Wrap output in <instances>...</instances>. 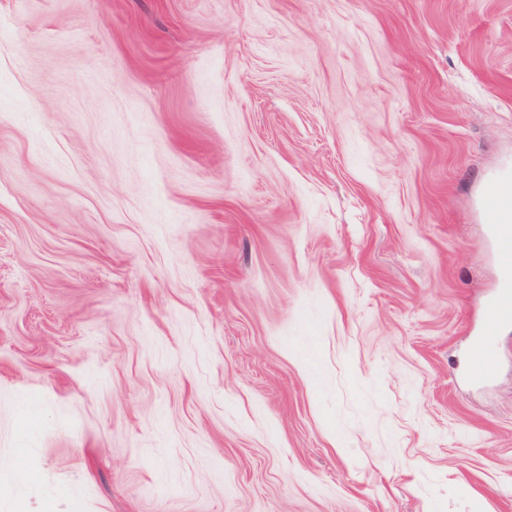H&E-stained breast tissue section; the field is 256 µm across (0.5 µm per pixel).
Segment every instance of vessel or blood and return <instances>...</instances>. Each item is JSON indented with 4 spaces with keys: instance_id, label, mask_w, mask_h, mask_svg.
Listing matches in <instances>:
<instances>
[{
    "instance_id": "vessel-or-blood-1",
    "label": "vessel or blood",
    "mask_w": 512,
    "mask_h": 512,
    "mask_svg": "<svg viewBox=\"0 0 512 512\" xmlns=\"http://www.w3.org/2000/svg\"><path fill=\"white\" fill-rule=\"evenodd\" d=\"M480 203L492 217L491 234L502 248L500 263L509 274L485 310L487 327L472 343L470 374L478 382L488 378L489 367L498 357V324L512 323V172H503L492 180L482 192Z\"/></svg>"
}]
</instances>
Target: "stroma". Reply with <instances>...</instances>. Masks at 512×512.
Segmentation results:
<instances>
[{
    "instance_id": "35a3bbf8",
    "label": "stroma",
    "mask_w": 512,
    "mask_h": 512,
    "mask_svg": "<svg viewBox=\"0 0 512 512\" xmlns=\"http://www.w3.org/2000/svg\"><path fill=\"white\" fill-rule=\"evenodd\" d=\"M508 166L512 0H0V512H512ZM480 203L492 217V236L501 248L512 247V172L505 171L492 180ZM499 258L502 270L508 269L509 274L504 276L495 299L485 309L486 321L492 324L485 327L482 335L472 343L470 374L476 382L488 378L489 367L499 354L498 330L493 324L512 323V255L501 252Z\"/></svg>"
}]
</instances>
